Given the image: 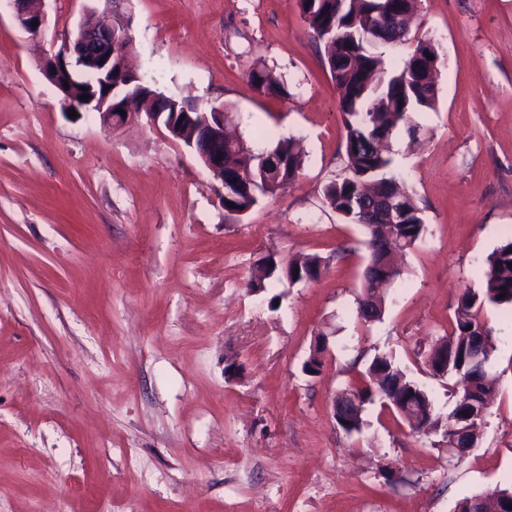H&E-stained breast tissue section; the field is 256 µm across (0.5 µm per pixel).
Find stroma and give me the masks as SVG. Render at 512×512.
Returning <instances> with one entry per match:
<instances>
[{
  "instance_id": "obj_1",
  "label": "stroma",
  "mask_w": 512,
  "mask_h": 512,
  "mask_svg": "<svg viewBox=\"0 0 512 512\" xmlns=\"http://www.w3.org/2000/svg\"><path fill=\"white\" fill-rule=\"evenodd\" d=\"M97 0H45L37 37L0 0V512H456L512 485V310L487 306L496 396L475 448L370 405L361 434L332 398L374 354L447 417L451 379L422 359L460 292L512 239V0H417L439 49L435 109L391 140L392 170L426 231L381 320L356 312L365 229L325 202L344 172L339 92L296 0H123L130 63L159 91L224 108L257 154L294 137L304 164L247 214L165 129L68 115L42 58ZM287 94L261 95L252 66ZM326 260L311 282L247 287L260 261ZM331 331L321 373L304 372Z\"/></svg>"
}]
</instances>
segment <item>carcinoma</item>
<instances>
[{"label": "carcinoma", "instance_id": "carcinoma-1", "mask_svg": "<svg viewBox=\"0 0 512 512\" xmlns=\"http://www.w3.org/2000/svg\"><path fill=\"white\" fill-rule=\"evenodd\" d=\"M300 12L324 46L331 77L340 90V112L345 129L347 173L323 188L328 206L352 224L366 225L363 211L377 199L396 195L394 210L379 216L377 228L369 227L367 245L374 243L377 231L395 238L398 249L412 247L425 233L422 208L414 194L389 172L391 159L381 150L403 125L410 135L420 131L412 115L433 110L437 104L435 80L440 55L430 40H418L414 50L396 71L383 68L378 48L404 41L412 23L408 0H297ZM248 78L264 95H285L287 91L275 73L265 66H254ZM224 165L228 172H242L239 190L222 201L224 212L240 217L249 212L261 196H273L293 182L303 166L297 140L281 139L269 151L254 154L239 139L224 141ZM264 278L250 283L260 291L264 280L284 277L290 283L313 281L322 273L323 259L306 255L282 266L273 255L264 258ZM383 312L382 297L374 280L363 276L357 308L364 301ZM488 305L512 307V240L494 250L488 260L484 281L479 288H466L456 300L451 334L437 340L425 354L424 365L435 375L457 376L463 384L452 414L463 411L469 393L490 389L487 372L495 357L491 336L484 343L485 364L472 361L470 337L482 327L480 314ZM329 334L320 332L310 346L304 371L318 374L328 353ZM364 385H347L340 392L359 398V407L350 414L336 408V423L348 435L361 432L366 405L375 399L396 403L408 411L417 430L430 434L439 423L426 391L402 370L392 354L379 353L361 372ZM512 500V490L498 489L465 497L457 512H496L501 501Z\"/></svg>", "mask_w": 512, "mask_h": 512}]
</instances>
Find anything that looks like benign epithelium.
Here are the masks:
<instances>
[{
    "label": "benign epithelium",
    "mask_w": 512,
    "mask_h": 512,
    "mask_svg": "<svg viewBox=\"0 0 512 512\" xmlns=\"http://www.w3.org/2000/svg\"><path fill=\"white\" fill-rule=\"evenodd\" d=\"M35 0H12L14 17L28 34L37 37L48 25V15L33 6ZM104 7L91 10L77 25L74 35L67 37L54 53L41 62L44 77L58 90L68 107L76 111L98 114L101 125L116 130L134 119L149 126L172 131L173 123L165 122L160 109L150 112L115 111L114 91L127 80L133 69L127 63L126 48L129 41L128 27L117 21L112 12V0H103ZM38 25H32V22ZM86 85L89 99L81 100L71 84ZM70 87H65V84ZM186 118L197 125L196 133L203 134L201 141L190 142L189 148L208 169L213 179L222 183L224 194L230 186L224 180V138L226 130L224 112H188Z\"/></svg>",
    "instance_id": "benign-epithelium-1"
}]
</instances>
